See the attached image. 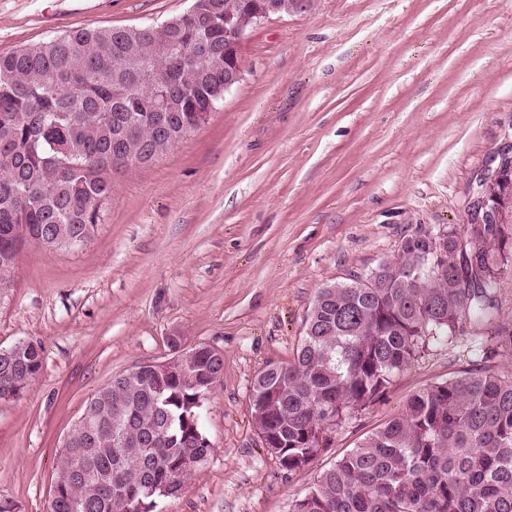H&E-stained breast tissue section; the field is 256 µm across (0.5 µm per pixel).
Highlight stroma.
Segmentation results:
<instances>
[{
	"mask_svg": "<svg viewBox=\"0 0 512 512\" xmlns=\"http://www.w3.org/2000/svg\"><path fill=\"white\" fill-rule=\"evenodd\" d=\"M191 0H0V54L82 27L161 23ZM242 78L112 199L71 250L27 243L0 290V350L44 348L0 402V502L48 512L62 446L112 376L208 345L213 451L155 512H291L319 474L427 385L480 363L470 336L430 342L385 395L346 411L287 473L251 423L256 373L292 359L318 288L349 282L422 229L463 227L512 145V0H316L254 28Z\"/></svg>",
	"mask_w": 512,
	"mask_h": 512,
	"instance_id": "obj_1",
	"label": "stroma"
}]
</instances>
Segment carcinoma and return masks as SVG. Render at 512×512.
Masks as SVG:
<instances>
[{
	"mask_svg": "<svg viewBox=\"0 0 512 512\" xmlns=\"http://www.w3.org/2000/svg\"><path fill=\"white\" fill-rule=\"evenodd\" d=\"M208 18L87 28L0 54V289L11 286L25 241L89 240L112 199V145L127 163L165 152L224 100V0ZM176 47L163 53L158 44ZM499 224L448 232V274L414 264L420 229L357 281L317 290L293 358L252 385V419L266 450L291 473L322 450L344 411L386 392L430 340L469 333L483 359L512 357V320L499 316L512 274V173L484 188ZM191 379L151 365L112 376L86 405L75 471L81 493L62 512H153L151 484L176 495L212 451L200 408L223 363L198 346ZM43 364L29 343L0 359V400L18 397ZM110 481H99L101 472ZM292 512H512V374L475 367L413 394L402 411L324 470Z\"/></svg>",
	"mask_w": 512,
	"mask_h": 512,
	"instance_id": "1",
	"label": "carcinoma"
}]
</instances>
